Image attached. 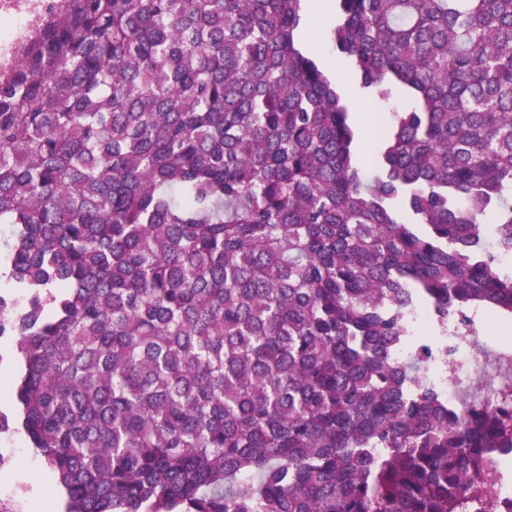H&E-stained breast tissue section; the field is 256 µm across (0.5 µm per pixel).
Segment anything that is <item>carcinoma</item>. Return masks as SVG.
I'll return each instance as SVG.
<instances>
[{
	"instance_id": "obj_1",
	"label": "carcinoma",
	"mask_w": 512,
	"mask_h": 512,
	"mask_svg": "<svg viewBox=\"0 0 512 512\" xmlns=\"http://www.w3.org/2000/svg\"><path fill=\"white\" fill-rule=\"evenodd\" d=\"M304 0H60L0 72V339L66 512H512V0H336L389 112L366 172ZM494 223H484L487 214ZM432 315L428 310L413 312L409 317L410 344L399 353V356L408 351L415 353L420 347L427 346L433 336H428L431 328ZM465 336H446L443 342L444 351L448 348V355L445 352L431 355L427 361V371L430 379L442 391L448 405H453L457 401V390L450 380L452 367L462 364L467 368H480L483 365V359L473 350H463L457 343Z\"/></svg>"
}]
</instances>
